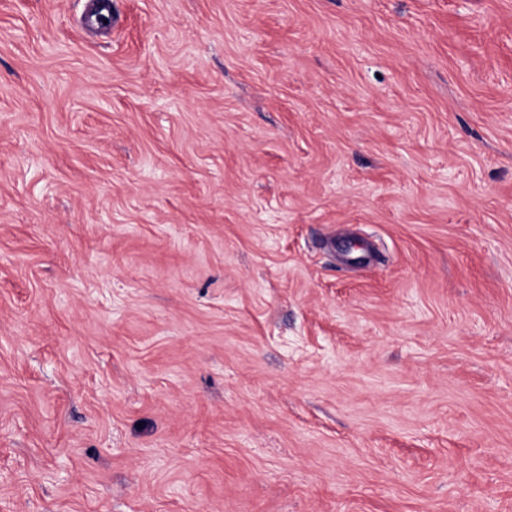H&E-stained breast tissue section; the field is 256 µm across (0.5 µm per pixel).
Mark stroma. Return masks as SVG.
<instances>
[{
	"instance_id": "obj_1",
	"label": "stroma",
	"mask_w": 512,
	"mask_h": 512,
	"mask_svg": "<svg viewBox=\"0 0 512 512\" xmlns=\"http://www.w3.org/2000/svg\"><path fill=\"white\" fill-rule=\"evenodd\" d=\"M0 0V512H512V0Z\"/></svg>"
}]
</instances>
